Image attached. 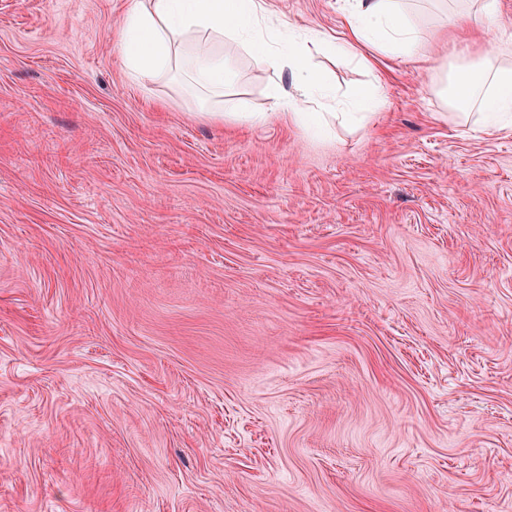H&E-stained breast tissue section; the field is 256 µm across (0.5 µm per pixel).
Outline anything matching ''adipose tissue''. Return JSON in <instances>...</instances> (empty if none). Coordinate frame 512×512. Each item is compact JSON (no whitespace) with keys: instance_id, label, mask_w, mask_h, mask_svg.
Masks as SVG:
<instances>
[{"instance_id":"1","label":"adipose tissue","mask_w":512,"mask_h":512,"mask_svg":"<svg viewBox=\"0 0 512 512\" xmlns=\"http://www.w3.org/2000/svg\"><path fill=\"white\" fill-rule=\"evenodd\" d=\"M341 47L362 67L374 69L382 58L419 57L428 63L431 90L449 120L475 122L490 134H512V52L507 44L484 47L456 60L435 58L424 46L408 0H344ZM251 52L258 64L289 73L292 84H269L273 106L295 120L330 126L332 112L310 105L323 85L313 55L331 44V36L301 34L292 23L267 13L261 0H133L126 12L121 40L124 64L131 76L155 82L169 73L185 40H193L189 58L193 80L211 93V113L259 120L242 113L230 88L234 77L210 45L211 37Z\"/></svg>"}]
</instances>
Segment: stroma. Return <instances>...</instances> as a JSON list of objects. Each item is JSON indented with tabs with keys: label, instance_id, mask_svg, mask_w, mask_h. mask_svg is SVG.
<instances>
[{
	"label": "stroma",
	"instance_id": "35a3bbf8",
	"mask_svg": "<svg viewBox=\"0 0 512 512\" xmlns=\"http://www.w3.org/2000/svg\"><path fill=\"white\" fill-rule=\"evenodd\" d=\"M129 2L0 0V512H512V135L408 57L316 55L368 122L225 121L127 73Z\"/></svg>",
	"mask_w": 512,
	"mask_h": 512
}]
</instances>
